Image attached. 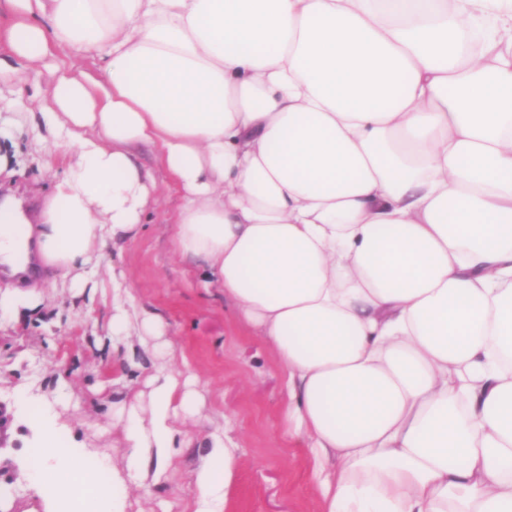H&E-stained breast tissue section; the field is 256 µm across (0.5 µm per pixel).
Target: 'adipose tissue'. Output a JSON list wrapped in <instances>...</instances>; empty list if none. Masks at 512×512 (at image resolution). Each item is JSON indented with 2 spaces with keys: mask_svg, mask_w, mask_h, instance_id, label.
I'll return each instance as SVG.
<instances>
[{
  "mask_svg": "<svg viewBox=\"0 0 512 512\" xmlns=\"http://www.w3.org/2000/svg\"><path fill=\"white\" fill-rule=\"evenodd\" d=\"M0 87L39 65L70 162L38 223L0 205V263L37 255L76 296L134 239L154 148L181 205L175 248L274 352L286 416L324 471L322 512H512V0H0ZM90 54L102 74L61 65ZM112 279L122 344L161 333ZM163 368L118 403L150 490L199 396ZM28 481L83 497L94 455L47 410ZM195 512L239 460L208 435Z\"/></svg>",
  "mask_w": 512,
  "mask_h": 512,
  "instance_id": "ef3b65f1",
  "label": "adipose tissue"
}]
</instances>
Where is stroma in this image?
<instances>
[{
  "instance_id": "35a3bbf8",
  "label": "stroma",
  "mask_w": 512,
  "mask_h": 512,
  "mask_svg": "<svg viewBox=\"0 0 512 512\" xmlns=\"http://www.w3.org/2000/svg\"><path fill=\"white\" fill-rule=\"evenodd\" d=\"M11 118L8 109L0 110V127L8 131L0 139V189L33 216L62 176L65 159L46 160L42 121L18 126ZM139 161L155 182L147 218L133 241L104 249L100 258L102 269L128 275L132 307L164 324L163 335L135 346L139 366L129 372V388L112 382V363L124 353L113 350L107 329L111 279L76 297L43 273L23 282L0 275L1 294L17 288L29 296L17 318L0 322V512L45 510L24 476L36 433L16 404L19 388L28 389L34 409L66 390L70 404L60 411L65 442L97 451L121 469L125 434L110 405L148 393L147 379L158 363L189 365L201 399L193 412L179 413L174 421L186 448L150 493L130 487L125 512H194L195 475L208 454L206 435L218 426L241 460L223 512H321L310 442L289 430L284 415L283 371L221 289L199 286L198 260L175 253L179 193L153 149H142Z\"/></svg>"
}]
</instances>
